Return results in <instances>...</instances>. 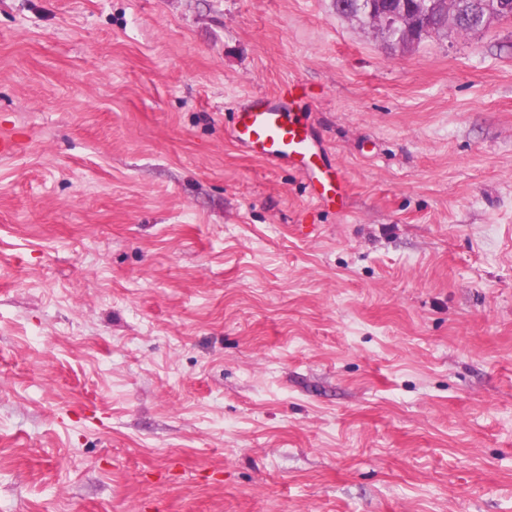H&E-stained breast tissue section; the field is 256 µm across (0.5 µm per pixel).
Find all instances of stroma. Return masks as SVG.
Masks as SVG:
<instances>
[{"instance_id":"35a3bbf8","label":"stroma","mask_w":512,"mask_h":512,"mask_svg":"<svg viewBox=\"0 0 512 512\" xmlns=\"http://www.w3.org/2000/svg\"><path fill=\"white\" fill-rule=\"evenodd\" d=\"M1 134L0 512H512V20L0 0ZM234 113L226 136L247 154L271 166L288 164L311 181L312 199L321 203L342 199L343 187L327 165L309 124L269 99L252 98Z\"/></svg>"}]
</instances>
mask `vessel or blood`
Returning a JSON list of instances; mask_svg holds the SVG:
<instances>
[{"label": "vessel or blood", "instance_id": "1", "mask_svg": "<svg viewBox=\"0 0 512 512\" xmlns=\"http://www.w3.org/2000/svg\"><path fill=\"white\" fill-rule=\"evenodd\" d=\"M226 136L247 154L277 166L288 164L311 181L312 198L336 200L343 187L321 156L309 124L282 105L255 98L234 114Z\"/></svg>", "mask_w": 512, "mask_h": 512}]
</instances>
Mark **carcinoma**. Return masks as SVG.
Instances as JSON below:
<instances>
[{"instance_id":"carcinoma-1","label":"carcinoma","mask_w":512,"mask_h":512,"mask_svg":"<svg viewBox=\"0 0 512 512\" xmlns=\"http://www.w3.org/2000/svg\"><path fill=\"white\" fill-rule=\"evenodd\" d=\"M333 7L339 16L359 17V0H333ZM374 8L394 15L384 35L403 46L438 37L450 29L478 32L494 20L507 18L498 0H375Z\"/></svg>"}]
</instances>
